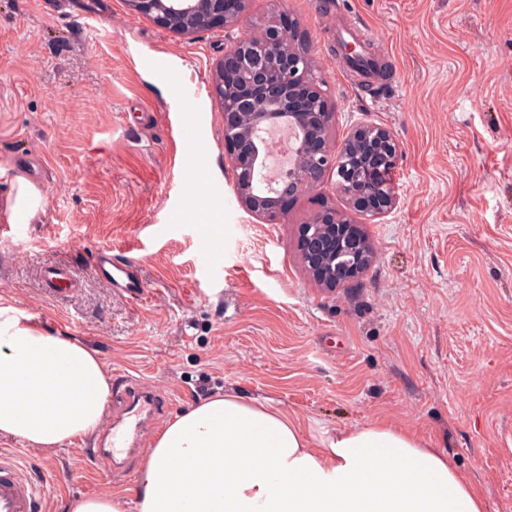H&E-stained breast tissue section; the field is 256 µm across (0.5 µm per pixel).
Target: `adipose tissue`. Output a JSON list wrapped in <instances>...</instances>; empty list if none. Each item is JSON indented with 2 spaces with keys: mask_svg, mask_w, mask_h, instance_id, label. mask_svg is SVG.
I'll return each mask as SVG.
<instances>
[{
  "mask_svg": "<svg viewBox=\"0 0 512 512\" xmlns=\"http://www.w3.org/2000/svg\"><path fill=\"white\" fill-rule=\"evenodd\" d=\"M110 379L79 339L0 305V434L53 451L91 433ZM67 512H485L447 454L385 424L310 445L269 399L198 401L156 434L134 487L71 502Z\"/></svg>",
  "mask_w": 512,
  "mask_h": 512,
  "instance_id": "obj_1",
  "label": "adipose tissue"
}]
</instances>
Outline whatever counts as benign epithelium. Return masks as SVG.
<instances>
[{"label":"benign epithelium","mask_w":512,"mask_h":512,"mask_svg":"<svg viewBox=\"0 0 512 512\" xmlns=\"http://www.w3.org/2000/svg\"><path fill=\"white\" fill-rule=\"evenodd\" d=\"M131 15L145 18L180 38L239 26L249 0H126ZM298 27L281 12L267 19L262 35L235 38L211 68L210 89L224 112L225 156L234 172L242 209L252 217L275 221L288 213L286 203L337 173L335 191L355 213L378 218L394 208L390 181L370 179L392 171L402 154L399 141L383 125L361 123L331 147L335 107L315 74L309 49L299 42ZM268 66L255 67L256 58ZM286 125L296 133L289 181L259 182L266 162L261 133ZM298 249L311 277L334 290L363 273L374 252L345 212L328 209L299 226Z\"/></svg>","instance_id":"benign-epithelium-1"}]
</instances>
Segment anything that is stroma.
Returning <instances> with one entry per match:
<instances>
[{
  "mask_svg": "<svg viewBox=\"0 0 512 512\" xmlns=\"http://www.w3.org/2000/svg\"><path fill=\"white\" fill-rule=\"evenodd\" d=\"M283 10L335 105L332 140L370 122L401 143L397 207L358 219L373 264L333 293L302 266L298 225L344 206L334 177L276 224L236 203L209 88L228 33L176 38L125 0H0V303L169 394L163 420L235 393L273 400L313 441L397 426L446 452L486 512H512V0H252L240 29ZM348 45L387 78L362 83ZM188 86L200 150L189 113L167 109ZM20 176L46 206L13 234L1 226ZM214 238L222 266L207 275ZM98 248L139 263L141 299L92 275ZM53 263L73 270L71 295L43 287ZM95 439L45 453L0 434V452L36 483L41 512H64L127 487L86 466Z\"/></svg>",
  "mask_w": 512,
  "mask_h": 512,
  "instance_id": "35a3bbf8",
  "label": "stroma"
}]
</instances>
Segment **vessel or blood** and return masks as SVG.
Here are the masks:
<instances>
[{"label":"vessel or blood","instance_id":"b4317fda","mask_svg":"<svg viewBox=\"0 0 512 512\" xmlns=\"http://www.w3.org/2000/svg\"><path fill=\"white\" fill-rule=\"evenodd\" d=\"M91 270L113 293L130 298L144 293L138 263L118 258L111 250L92 252ZM40 277L56 295L69 294L76 286L67 266L45 267ZM169 401L168 395L145 389L126 374H117L112 388V418L98 439L99 447L93 450L92 461L108 464L114 472H129V459L135 457L150 423L161 415ZM39 506L36 486L22 477L12 462L0 457V512H37Z\"/></svg>","mask_w":512,"mask_h":512}]
</instances>
